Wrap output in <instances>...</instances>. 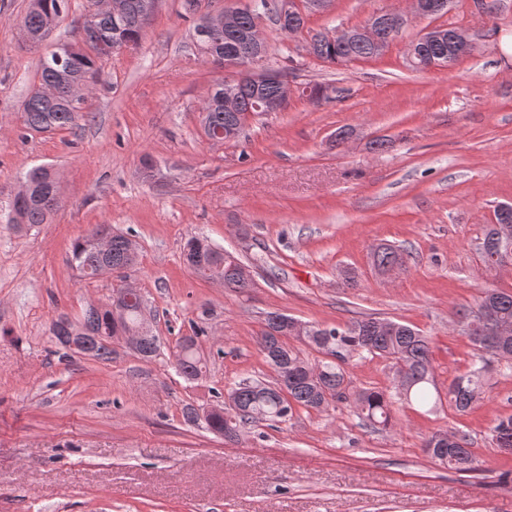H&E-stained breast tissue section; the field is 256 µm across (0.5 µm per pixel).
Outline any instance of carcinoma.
Returning a JSON list of instances; mask_svg holds the SVG:
<instances>
[{"label":"carcinoma","mask_w":512,"mask_h":512,"mask_svg":"<svg viewBox=\"0 0 512 512\" xmlns=\"http://www.w3.org/2000/svg\"><path fill=\"white\" fill-rule=\"evenodd\" d=\"M69 12V0H31V7L23 18V27L32 33L39 32L51 16L64 19ZM98 25L102 36L112 41L124 38L134 44L141 41L145 27L136 17L114 18L103 15ZM315 43L314 57L328 63L350 62L374 57L371 46L361 40L349 44L332 43L312 36ZM458 60L448 40L428 46L425 54L412 60L415 67L426 69L431 65L447 66ZM64 70L71 79L77 80L89 73H99L97 60L87 55H77L67 61ZM224 90L209 94L204 103L206 113L202 125L213 129L230 130L242 121V113L224 111ZM79 111L71 108L65 99H30L24 111L26 128L41 132L50 129H65L74 125ZM27 195L13 202V224H45L59 208L52 195L53 178L47 167L32 169L26 176ZM111 233L110 249L97 252L89 245V237L77 241L72 248L71 262L84 277L93 278L104 270H123L131 266L137 255V245L130 238L112 232L106 224L95 231ZM494 227H489L480 243L483 261L494 267L492 256L495 249ZM184 260L189 268L205 279H219L224 288L238 294L254 287L250 278L239 273L241 264L230 253L218 248L209 240L190 238L184 248ZM403 264L402 253L392 246H380L373 252L372 265L385 270L394 264ZM143 301L138 299L128 306L123 319L114 317L107 308H88L83 318L73 322L59 318L52 323V334L59 344L66 347L72 337H79V353L97 360H107L112 348L107 344L110 336L139 337L134 350L141 358L152 359L160 348L159 338L153 333L141 334ZM464 317L484 330L490 329L496 319L512 320V292L485 291L475 308ZM289 316L271 313L265 319L259 336L260 350L277 374L276 382L244 380L231 388L224 396V411L206 416L208 428L217 435L232 439L238 429L247 424H275L288 419L296 406L329 410L343 401L351 403L355 412L374 427H394L393 415L386 393L380 390L362 389L353 391L345 371V365L355 355L363 353L387 359L395 369L404 370L400 385L403 395L433 413L442 405L440 393H431L435 386L430 358L429 338L413 327L388 318L362 316L353 318L340 327L310 325V333L303 342L323 356L316 365L305 360L300 351L286 344L289 332L284 321ZM478 351V360L472 368L456 377L448 386V404L461 415L467 413L481 399L488 382V359L497 356L493 344L484 340L473 342ZM178 374L187 380L202 376L206 362L197 349L183 350L177 344L175 355ZM492 440L499 448H512V415L498 417L491 428ZM427 455L438 465L458 471L473 470L474 457L467 436L458 431L438 430L424 442Z\"/></svg>","instance_id":"carcinoma-1"}]
</instances>
